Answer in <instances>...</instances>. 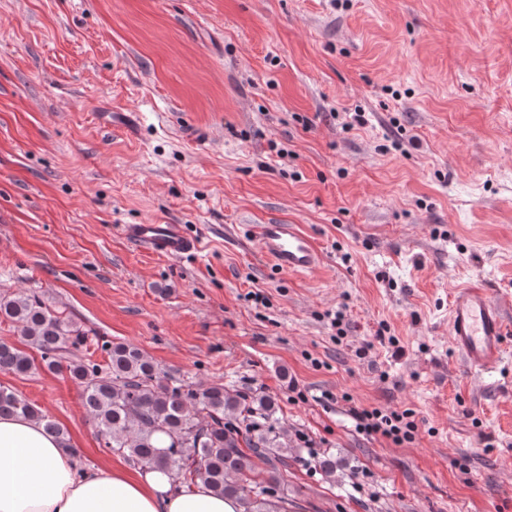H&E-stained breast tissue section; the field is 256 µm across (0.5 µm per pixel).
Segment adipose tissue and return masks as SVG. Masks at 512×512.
Masks as SVG:
<instances>
[{
    "instance_id": "obj_1",
    "label": "adipose tissue",
    "mask_w": 512,
    "mask_h": 512,
    "mask_svg": "<svg viewBox=\"0 0 512 512\" xmlns=\"http://www.w3.org/2000/svg\"><path fill=\"white\" fill-rule=\"evenodd\" d=\"M0 512H240L204 482L176 488L160 469L82 466L37 422L0 417Z\"/></svg>"
}]
</instances>
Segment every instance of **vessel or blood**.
I'll return each instance as SVG.
<instances>
[{
  "instance_id": "b4317fda",
  "label": "vessel or blood",
  "mask_w": 512,
  "mask_h": 512,
  "mask_svg": "<svg viewBox=\"0 0 512 512\" xmlns=\"http://www.w3.org/2000/svg\"><path fill=\"white\" fill-rule=\"evenodd\" d=\"M127 239L141 247L171 257L197 249L178 224H128ZM254 236L273 267L283 273H306L320 263L313 240L293 224H259ZM450 336L454 348L471 369L484 374L502 362L505 322L501 307L488 288L475 283L459 288L450 307Z\"/></svg>"
}]
</instances>
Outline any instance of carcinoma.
<instances>
[{
  "instance_id": "1",
  "label": "carcinoma",
  "mask_w": 512,
  "mask_h": 512,
  "mask_svg": "<svg viewBox=\"0 0 512 512\" xmlns=\"http://www.w3.org/2000/svg\"><path fill=\"white\" fill-rule=\"evenodd\" d=\"M0 321L13 325L25 345L0 341V369L20 375L62 367L80 385L85 412L103 439V447L146 469L170 472L176 488L198 480L215 492L236 499L242 512H281L288 488L283 479L295 449L279 426L274 400L246 395L221 383L198 391L155 365L137 345L109 342L100 349V364L91 359L65 360L69 348L84 345L88 331L35 290L0 292ZM38 422L60 442L66 431L17 391L0 385V416ZM168 445L160 450L156 438ZM267 466V477L254 481L255 461Z\"/></svg>"
}]
</instances>
